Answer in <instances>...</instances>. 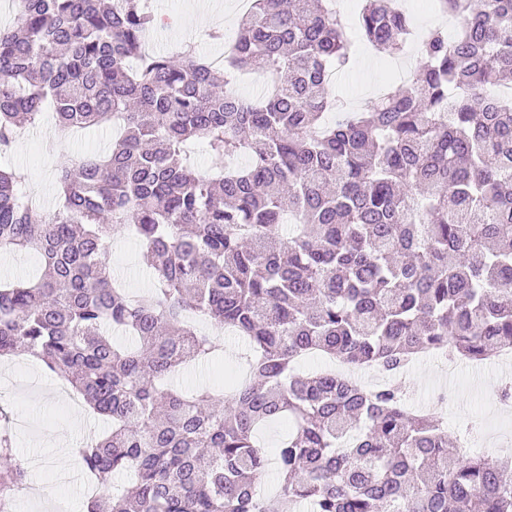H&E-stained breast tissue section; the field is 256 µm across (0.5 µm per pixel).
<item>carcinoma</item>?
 <instances>
[{
	"label": "carcinoma",
	"mask_w": 512,
	"mask_h": 512,
	"mask_svg": "<svg viewBox=\"0 0 512 512\" xmlns=\"http://www.w3.org/2000/svg\"><path fill=\"white\" fill-rule=\"evenodd\" d=\"M329 2L251 0L221 69L192 45L152 51L144 0H24L0 28V155L49 106L62 130H121L62 171L52 213L0 161V252L43 264L0 284V357L41 358L112 422L78 449L85 472L133 476L90 512H512V456L452 445L390 382L421 353L512 346V98L485 94L512 79V0H435L464 18L455 36L430 30L413 79L332 124L329 76L350 42ZM360 30L393 58L411 18L364 0ZM249 71L264 96L215 91ZM196 141L216 175L189 162ZM127 231L151 259L139 295L110 265ZM191 315L250 349L225 397L172 384L224 353ZM315 353L388 381L294 374ZM283 419L280 487L264 497L255 431ZM28 479L0 428V512Z\"/></svg>",
	"instance_id": "carcinoma-1"
}]
</instances>
